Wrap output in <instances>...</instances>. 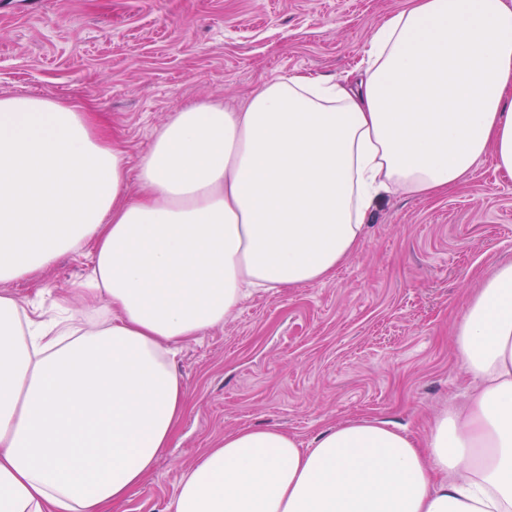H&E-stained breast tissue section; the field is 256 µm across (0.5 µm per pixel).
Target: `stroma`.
Masks as SVG:
<instances>
[{
	"mask_svg": "<svg viewBox=\"0 0 512 512\" xmlns=\"http://www.w3.org/2000/svg\"><path fill=\"white\" fill-rule=\"evenodd\" d=\"M406 0H0V95L83 101L137 168L161 126L205 100L243 105L291 74L345 78ZM512 261V177L479 160L447 193H389L328 280L246 297L178 345L187 411L112 512H168L183 473L225 433L275 426L310 442L376 416L424 440L472 387L453 345L470 300ZM88 260L15 285L28 312L69 297Z\"/></svg>",
	"mask_w": 512,
	"mask_h": 512,
	"instance_id": "35a3bbf8",
	"label": "stroma"
}]
</instances>
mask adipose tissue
<instances>
[{
    "instance_id": "obj_1",
    "label": "adipose tissue",
    "mask_w": 512,
    "mask_h": 512,
    "mask_svg": "<svg viewBox=\"0 0 512 512\" xmlns=\"http://www.w3.org/2000/svg\"><path fill=\"white\" fill-rule=\"evenodd\" d=\"M493 155L512 175V0H408L351 80L292 74L239 110L192 105L137 171L79 103L0 95V512H110L186 411L177 345L253 290L329 279L381 193L424 198ZM89 250L97 320L27 313L12 290ZM475 388L425 443L370 416L302 447L225 434L171 512H512V263L456 327Z\"/></svg>"
}]
</instances>
